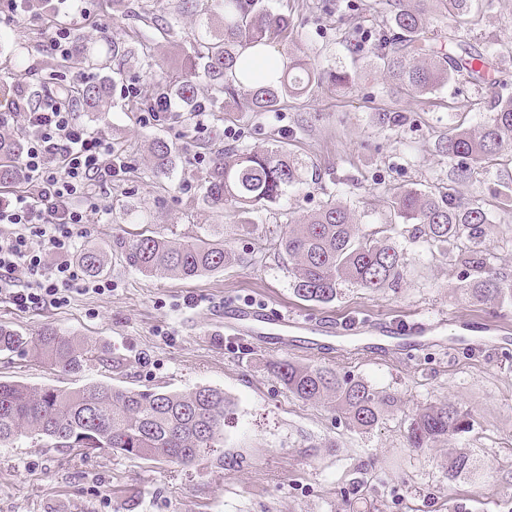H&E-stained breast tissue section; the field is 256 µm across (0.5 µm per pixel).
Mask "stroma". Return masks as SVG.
<instances>
[{
	"label": "stroma",
	"mask_w": 512,
	"mask_h": 512,
	"mask_svg": "<svg viewBox=\"0 0 512 512\" xmlns=\"http://www.w3.org/2000/svg\"><path fill=\"white\" fill-rule=\"evenodd\" d=\"M176 0H92L81 13L72 0L55 11L0 18V77L11 88L38 89L57 56L49 44L59 26L84 36L99 52L100 68L70 69L63 85L75 86L116 69L111 42L137 45L152 37L158 64L127 60L126 76L109 112H77L91 132L122 145L124 172L113 178L100 204L107 218L90 213L83 244L108 255L103 278L109 293L73 291L70 302L23 309L0 296V324L24 336L44 325L104 349L94 361L66 376L30 350L0 352V379L34 387L78 388L106 383L132 390H224L233 403L216 446L189 464L132 459L104 449L85 456L72 448L28 442L0 446V512H512V303L473 302L461 294L463 268L422 243L399 238L409 272L400 287L378 293L348 284L328 304L304 302L292 290L286 259L270 249L289 222L335 199L360 224L390 217L394 191L421 190L449 182L454 161L440 153V134L456 124L476 126L494 96L512 95V0L481 7L467 35L477 49L494 43L484 82L467 76L431 93H393L379 72L346 89L313 84L275 112L217 111L207 90L202 114L176 111L152 120L140 107L175 72L189 46L193 17L181 18L173 38L154 35V17H170ZM287 13L292 33L274 41L277 55L292 54L319 69L364 68L362 54L342 41L345 28H374L377 0H264ZM395 110L405 126L386 129L378 113ZM157 137L177 153L168 176H154L149 152ZM286 143L305 162L303 182L266 210L233 215L202 204L205 176L219 148L263 150ZM503 164L477 169L458 184L461 197L478 199L497 216L487 230L497 268L512 272V213L496 196L512 179V141L501 149ZM143 211V223L123 219ZM223 233L235 263L192 280L148 278L126 267L112 250L116 235L151 233L169 240L188 234ZM228 304H265L308 316L311 329L350 317L378 328L395 321L437 323L430 343L379 358L361 344L337 341L332 355L272 350L218 332ZM318 364L362 377L397 398L371 433L354 431L328 403L298 400L278 381L270 361ZM448 402L474 420L473 430L432 448L408 447V418L429 403ZM466 451L476 459L473 479H449L448 456Z\"/></svg>",
	"instance_id": "obj_1"
}]
</instances>
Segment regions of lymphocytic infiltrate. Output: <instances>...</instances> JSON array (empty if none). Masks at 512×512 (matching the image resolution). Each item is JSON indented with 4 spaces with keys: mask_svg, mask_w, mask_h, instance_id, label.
Masks as SVG:
<instances>
[{
    "mask_svg": "<svg viewBox=\"0 0 512 512\" xmlns=\"http://www.w3.org/2000/svg\"><path fill=\"white\" fill-rule=\"evenodd\" d=\"M10 117L30 136L22 154L28 187L0 203V293L31 308L67 302L78 270L68 255L85 234L97 193L108 190L125 168L112 140L77 122L53 92L39 101L20 95ZM61 255L47 265V253Z\"/></svg>",
    "mask_w": 512,
    "mask_h": 512,
    "instance_id": "1",
    "label": "lymphocytic infiltrate"
}]
</instances>
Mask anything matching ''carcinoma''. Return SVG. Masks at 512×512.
<instances>
[{"instance_id": "carcinoma-1", "label": "carcinoma", "mask_w": 512, "mask_h": 512, "mask_svg": "<svg viewBox=\"0 0 512 512\" xmlns=\"http://www.w3.org/2000/svg\"><path fill=\"white\" fill-rule=\"evenodd\" d=\"M384 15L373 29L367 54L376 58L387 82L408 95H423L465 72L474 82L484 80L490 50H478L458 34L460 53L449 54L433 41L434 21L450 15L462 27L475 18L476 0H383ZM182 10L197 18L190 51L179 71L169 77L165 92L176 98L185 112L192 111L207 82L214 100L245 112H273L289 97L303 95L313 81L327 79L347 87L354 77L345 71H318L294 57L278 62L270 77H259L248 60V48H262L283 37L290 27L288 15L267 9L262 0H182ZM250 88L242 99L239 89ZM110 80L88 82L70 94L85 112L108 109ZM512 139V97L499 98L478 129L456 127L439 137V151L458 160L455 182L467 181L475 168L490 163L505 139ZM151 150L157 171L172 167L175 149L157 137ZM21 135L0 129V188L25 182L20 165ZM304 165L281 145L254 150H218L206 177L204 203L211 209H233L242 214L277 203L288 189L302 183ZM394 215L408 226L409 237L448 256L464 269L462 291L476 302L512 300V274L494 266L486 246L491 212L479 200H463L453 185H437L420 192L404 190L391 201ZM402 231L393 222L362 230L353 212L330 200L296 224L286 225L278 251L292 265L295 296L306 302L330 303L341 284L350 283L369 292L396 288L407 276ZM113 249L130 268L147 276L193 279L224 268L232 253L224 238L190 236L173 241L154 235L135 240L119 237ZM79 261L84 271L105 267L104 253L87 246ZM28 346L49 356L66 375H76L99 358V348L65 336L52 327L36 336H21L0 325V351ZM274 371L289 393L303 402L334 404L352 428L367 433L396 406V397L361 378L342 375L318 365L290 361L274 363ZM230 402L224 391L199 387L188 392L160 389L132 390L104 383L75 389L30 387L18 381H0V446L20 441L46 442L53 448H108L130 458L164 459L182 463L213 447L224 428ZM469 414L440 402L418 409L410 418L406 439L411 448H432L454 436L471 432ZM448 478H470L476 465L466 452L448 457Z\"/></svg>"}]
</instances>
